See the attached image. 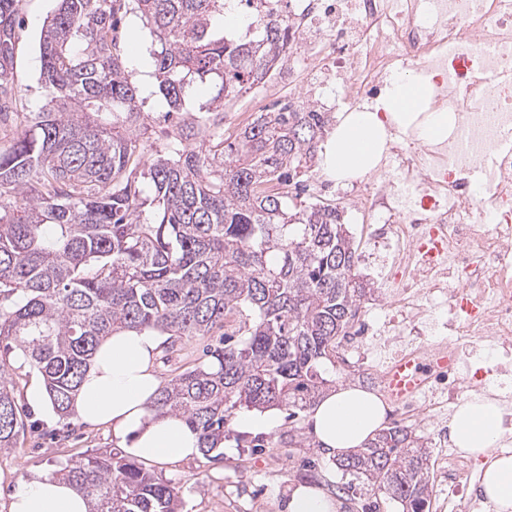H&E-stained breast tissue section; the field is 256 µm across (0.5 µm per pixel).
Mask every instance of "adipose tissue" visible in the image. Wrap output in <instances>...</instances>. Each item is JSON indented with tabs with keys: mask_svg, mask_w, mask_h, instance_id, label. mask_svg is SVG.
<instances>
[{
	"mask_svg": "<svg viewBox=\"0 0 512 512\" xmlns=\"http://www.w3.org/2000/svg\"><path fill=\"white\" fill-rule=\"evenodd\" d=\"M433 98L429 80L413 78L395 83L378 111L338 113L323 145L325 173L345 182L375 172L394 128L426 143L445 139L448 115L433 111ZM164 341L160 333L140 329L105 337L72 400L77 420L110 426L115 444L143 462L171 463L199 453L198 434L187 421L154 406L161 388L155 358ZM384 417L378 396L341 384L324 392L308 411L307 427L321 451L339 458L368 443ZM450 431L456 448L484 457L481 487L495 512H512V455L495 451L502 433L499 407L483 398L464 400L450 421ZM9 512H90V503L76 485L52 474H37L18 484Z\"/></svg>",
	"mask_w": 512,
	"mask_h": 512,
	"instance_id": "obj_1",
	"label": "adipose tissue"
}]
</instances>
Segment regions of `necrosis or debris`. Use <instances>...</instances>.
I'll return each mask as SVG.
<instances>
[{
	"mask_svg": "<svg viewBox=\"0 0 512 512\" xmlns=\"http://www.w3.org/2000/svg\"><path fill=\"white\" fill-rule=\"evenodd\" d=\"M289 47L307 97L339 81L358 108L391 77H428L455 115L448 136L390 142L383 167L346 195L383 244L381 326L353 354L387 394V372L414 363L421 383L389 397L394 421H427L448 499L479 512L473 460L444 423L461 396L498 401L512 428V0H290Z\"/></svg>",
	"mask_w": 512,
	"mask_h": 512,
	"instance_id": "obj_1",
	"label": "necrosis or debris"
}]
</instances>
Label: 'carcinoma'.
Returning <instances> with one entry per match:
<instances>
[{
	"label": "carcinoma",
	"mask_w": 512,
	"mask_h": 512,
	"mask_svg": "<svg viewBox=\"0 0 512 512\" xmlns=\"http://www.w3.org/2000/svg\"><path fill=\"white\" fill-rule=\"evenodd\" d=\"M255 38L217 26L224 0H59L39 52L48 97L21 112L13 58L18 0H0V126L29 123L0 150V342L41 374L56 413L98 342L120 329L206 336L230 317L212 362L162 387L155 407L180 415L208 455L241 409L313 406L337 348L372 289L336 206L290 187L322 150L330 115L288 103L258 112L224 140V106L284 60L291 25L271 0H244ZM140 15L171 133L149 156L150 114L123 65L118 24ZM215 96L185 108L199 83ZM0 360V449L24 427ZM429 451L403 425L336 462L340 490L372 486L403 512H425ZM91 512H180V490L142 464L92 454L55 472Z\"/></svg>",
	"instance_id": "cac0c4a2"
}]
</instances>
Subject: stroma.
I'll list each match as a JSON object with an SVG mask.
<instances>
[{"label":"stroma","mask_w":512,"mask_h":512,"mask_svg":"<svg viewBox=\"0 0 512 512\" xmlns=\"http://www.w3.org/2000/svg\"><path fill=\"white\" fill-rule=\"evenodd\" d=\"M56 8V0L19 2L23 24L16 45L14 76L21 102L29 112L39 111L46 101L47 90L40 78L39 38L46 18ZM297 95V81L284 73L263 89L249 91L227 105L225 135L235 136L259 110ZM323 200L338 205L356 241L360 256L356 272L360 280L368 287H379L377 261L369 254L370 241L357 213L336 194H325ZM223 337L220 329L207 336L185 337L177 342L173 354H159L156 365L163 382H170L185 370L207 365L209 349L220 346ZM16 356V350L6 349L0 343V357L12 363L10 380L27 423L16 447L0 451V512H8L18 482L33 473L59 470L85 454L117 450L108 426L85 424L73 418L62 420L56 413L44 415L29 408L25 393L37 372L29 362H17ZM292 428L305 434V416L282 420L272 433L257 438L229 430L221 455H200L170 464L152 463L148 469L154 476L179 487L183 512H281L286 489L300 484L303 465L308 460L315 463L314 478L320 488L335 495L337 512H401L399 503L377 491L365 489L352 499L337 493L341 471L314 440L307 438L300 448L289 447L288 431Z\"/></svg>","instance_id":"stroma-1"}]
</instances>
